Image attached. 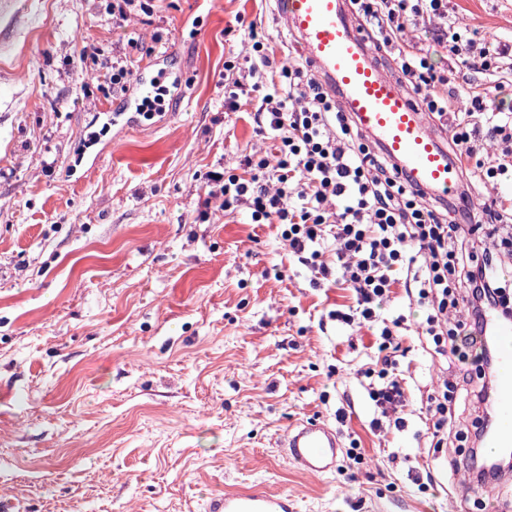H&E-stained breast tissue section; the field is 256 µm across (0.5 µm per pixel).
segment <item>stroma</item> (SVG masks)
Returning <instances> with one entry per match:
<instances>
[{
  "label": "stroma",
  "instance_id": "35a3bbf8",
  "mask_svg": "<svg viewBox=\"0 0 512 512\" xmlns=\"http://www.w3.org/2000/svg\"><path fill=\"white\" fill-rule=\"evenodd\" d=\"M448 10L512 39V0ZM252 29L287 57L270 0H153L122 28L112 0H0V512H208L245 486L299 512H455L464 472L431 447L447 364L416 333L424 312L401 290L387 306L407 318V423L372 430L379 339L329 316L351 291L314 286L275 225L203 204L208 172L268 148L255 102L224 106ZM131 37L140 66L182 84L150 121L113 115L123 94L100 66ZM339 409L364 463L303 473L280 439Z\"/></svg>",
  "mask_w": 512,
  "mask_h": 512
}]
</instances>
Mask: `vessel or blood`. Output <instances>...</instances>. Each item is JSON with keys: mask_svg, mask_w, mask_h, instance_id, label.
<instances>
[{"mask_svg": "<svg viewBox=\"0 0 512 512\" xmlns=\"http://www.w3.org/2000/svg\"><path fill=\"white\" fill-rule=\"evenodd\" d=\"M282 29L296 39L325 91L365 142L382 153L414 191L448 201L461 193L462 174L447 136L414 92L376 58L370 37L356 21L350 0H274ZM484 334L496 352V371L484 399L496 422L482 439L492 458L512 453V322L488 313ZM286 457L311 476L336 468L343 446L325 421H299L279 443ZM211 512H297L295 497L260 488L225 493Z\"/></svg>", "mask_w": 512, "mask_h": 512, "instance_id": "b4317fda", "label": "vessel or blood"}]
</instances>
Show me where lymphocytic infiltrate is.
Wrapping results in <instances>:
<instances>
[{"mask_svg": "<svg viewBox=\"0 0 512 512\" xmlns=\"http://www.w3.org/2000/svg\"><path fill=\"white\" fill-rule=\"evenodd\" d=\"M361 19L383 46L397 45L401 71L427 109L453 131L455 156L474 183L463 197L460 222L450 224L435 207L399 178L393 166L363 144L349 119L335 109L317 79L302 64L274 69L269 48L254 41L250 56L224 77V105L260 93L252 119L256 134L276 143L274 156L243 155L241 174L208 172L206 201L224 209L244 207L253 223L274 224L299 264L314 279L340 276L354 303L337 321L376 328L384 355L368 395L380 418L374 427L402 428L405 400L393 372L404 316L387 318L383 308L395 288L425 310L418 327L435 354L457 355L459 346L482 336L483 318L494 310L512 318L506 282L488 272L512 252V109L491 110L490 80L512 71V43L467 37L448 12V0H354ZM433 22L436 42L453 65L439 69L417 45L404 42L408 27ZM481 80L456 86L458 68ZM497 145L484 158L485 143ZM500 191L484 198L479 185ZM488 354L471 373L449 371L426 400L434 419L435 449L454 447L452 409L475 379L484 378Z\"/></svg>", "mask_w": 512, "mask_h": 512, "instance_id": "f902f5d3", "label": "lymphocytic infiltrate"}]
</instances>
